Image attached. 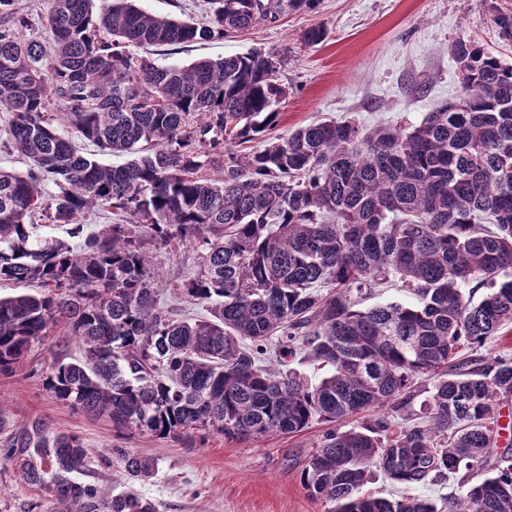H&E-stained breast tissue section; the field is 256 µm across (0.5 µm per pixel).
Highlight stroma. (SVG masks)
I'll return each mask as SVG.
<instances>
[{
    "instance_id": "stroma-1",
    "label": "stroma",
    "mask_w": 512,
    "mask_h": 512,
    "mask_svg": "<svg viewBox=\"0 0 512 512\" xmlns=\"http://www.w3.org/2000/svg\"><path fill=\"white\" fill-rule=\"evenodd\" d=\"M512 0H322L313 12H291L221 40L191 43L159 55L158 63L188 64L260 48L282 61L279 78L288 93L281 101L278 134L286 135L323 119H350L371 129L408 128L461 93L460 71L452 54L458 38L471 39L512 65V42L493 23ZM327 31L323 42L305 44L313 27ZM195 247L154 250L153 265L162 302L178 306L173 287L195 273ZM73 340L55 332L36 346L14 376L0 378V512H54L44 489L28 487L5 451L20 445L32 426L48 433L78 435L94 463L84 481L109 488L122 482L124 453L156 459L158 471L142 482L141 493L159 512H325L300 484V471L324 430L323 424L290 435L227 440L216 432L195 431L178 438L119 436L109 422L72 410L46 392L38 378L54 355L75 350ZM367 492L410 493L443 504L461 495L457 479L410 489L375 477Z\"/></svg>"
}]
</instances>
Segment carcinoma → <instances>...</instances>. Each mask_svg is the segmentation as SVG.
Here are the masks:
<instances>
[{"instance_id":"1","label":"carcinoma","mask_w":512,"mask_h":512,"mask_svg":"<svg viewBox=\"0 0 512 512\" xmlns=\"http://www.w3.org/2000/svg\"><path fill=\"white\" fill-rule=\"evenodd\" d=\"M319 3L207 0L196 23L138 0H49V52L18 36L15 0H0L5 146L29 161L24 174L0 168V285L37 288L0 298V376L62 328L79 355L53 358L43 388L122 436L259 439L320 421L300 482L327 512H439L364 487L378 473L414 487L481 472L496 444L512 358L456 354L512 323V65L460 38L461 97L411 128L318 120L283 137L276 56L159 65L148 55ZM493 23L511 42L512 12ZM53 101L76 136L132 159L111 167L79 151ZM103 207L130 223L103 224L78 248L32 231L38 213L77 238ZM152 242L200 249L178 291L204 315L161 305ZM391 282L412 301L360 307ZM297 355L328 375L309 382L288 367ZM423 375L433 383L419 416L347 426L375 405L408 408ZM9 459L57 512H157L130 488L78 480L91 460L74 434L35 428ZM123 468L146 481L157 466L128 453ZM449 510L512 512V466Z\"/></svg>"}]
</instances>
